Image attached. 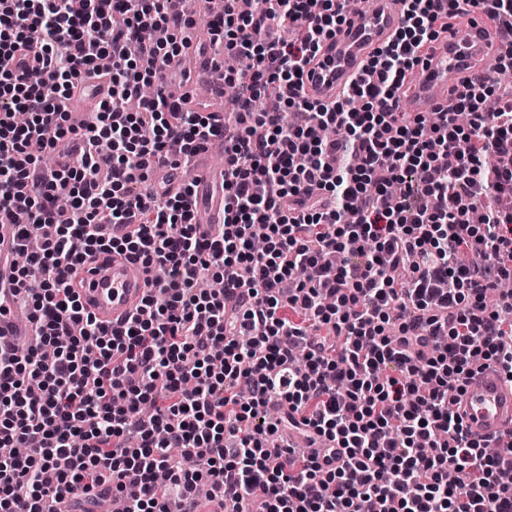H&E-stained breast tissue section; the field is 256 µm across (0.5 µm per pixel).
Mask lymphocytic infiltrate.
<instances>
[{"label":"lymphocytic infiltrate","mask_w":512,"mask_h":512,"mask_svg":"<svg viewBox=\"0 0 512 512\" xmlns=\"http://www.w3.org/2000/svg\"><path fill=\"white\" fill-rule=\"evenodd\" d=\"M168 3L0 0V214L25 216L28 255L0 292L33 323L25 352L0 340V445L25 448L0 458V512H89L107 478L129 512H512V443L489 455L451 408L479 361L512 379V89L489 76L450 109L399 106L451 18L473 8L512 33V0H400L338 101L307 97L303 76L346 0H229L212 33L250 67L222 75L240 104L220 130L167 95L194 23ZM285 24L300 36H271ZM104 63L109 99L74 129L65 102ZM147 84L138 111H113ZM219 132L208 235L192 187L142 186L150 157L187 163ZM112 252L152 279L108 329L65 275Z\"/></svg>","instance_id":"f902f5d3"}]
</instances>
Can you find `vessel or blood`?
<instances>
[{
	"label": "vessel or blood",
	"mask_w": 512,
	"mask_h": 512,
	"mask_svg": "<svg viewBox=\"0 0 512 512\" xmlns=\"http://www.w3.org/2000/svg\"><path fill=\"white\" fill-rule=\"evenodd\" d=\"M398 0H360L336 36L326 41L304 81L306 95L314 100L332 101L342 96L365 71L372 53L387 41L399 24ZM508 46L489 38L484 20L472 22L463 40L439 39L425 63L417 69L415 90L404 97L408 112H424L448 104V91L467 82L484 79L479 58L507 51ZM109 95L107 78L80 83L72 96L91 103ZM223 136H215L196 151V212L206 213L209 223L224 219L223 193H210L212 184L223 183L224 166L218 158ZM143 267L119 254L96 255L77 271L68 273L83 305L102 325H118L132 312L147 291ZM470 434L477 440L500 439L512 432V383L506 382L497 367L487 364L466 381L453 405Z\"/></svg>",
	"instance_id": "1"
}]
</instances>
